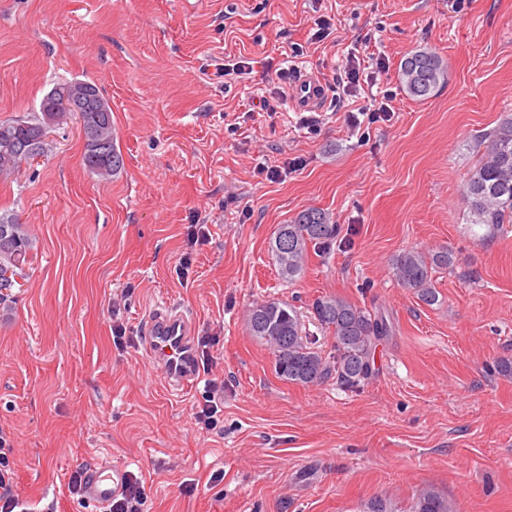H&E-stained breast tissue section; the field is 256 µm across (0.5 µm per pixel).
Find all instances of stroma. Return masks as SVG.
<instances>
[{"instance_id": "stroma-1", "label": "stroma", "mask_w": 512, "mask_h": 512, "mask_svg": "<svg viewBox=\"0 0 512 512\" xmlns=\"http://www.w3.org/2000/svg\"><path fill=\"white\" fill-rule=\"evenodd\" d=\"M419 50L448 70L424 100L400 78ZM372 55L388 72L341 94L348 58ZM238 62L250 74L225 78ZM284 67L323 82L316 125L275 79ZM76 77L110 103L124 169L86 170L73 120L0 181V214L35 239L0 324V430L30 512H93L67 480L106 456L146 476L147 512H367L376 498L409 512L423 486L459 512H512V379L495 371L512 361V224L473 240L462 198L479 135L512 115V0H0V120ZM385 94L391 120L349 125ZM308 208L341 234L286 282L270 241ZM194 224L210 235L191 248ZM438 247L456 262L434 272L428 305L391 263ZM326 295L394 324L360 390L281 380L244 319L283 301L312 330ZM165 303L213 339L221 428L194 419L205 379L169 391L138 347Z\"/></svg>"}]
</instances>
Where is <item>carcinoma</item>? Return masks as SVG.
Returning a JSON list of instances; mask_svg holds the SVG:
<instances>
[{
    "mask_svg": "<svg viewBox=\"0 0 512 512\" xmlns=\"http://www.w3.org/2000/svg\"><path fill=\"white\" fill-rule=\"evenodd\" d=\"M448 78L440 57L430 51L407 56L401 64V82L407 93L426 99ZM79 87L102 96L98 85L88 80H72L57 84L46 94L40 108L62 99V93ZM51 127L45 113L35 112L24 120L0 122V175L19 172L29 159L18 154L17 145L25 142L32 156L44 151L47 129ZM92 136L84 143L83 162L92 173L102 177L117 174L124 159L114 142L112 117L96 123ZM483 151L468 174L463 200L471 223L496 232L512 223V117L508 116L482 134ZM340 233V226L329 213L309 208L298 213L288 224L281 225L271 244L273 260L285 282L304 271L310 244L330 247ZM34 251V240L26 225L12 216L0 214V321L11 315L12 289L16 278H25ZM454 254L447 248L431 252L406 250L392 267L394 280L414 291L424 303L438 301L432 271L451 269ZM320 328L332 334L334 353L326 356L316 347V337L303 332L301 313L292 304L266 301L254 304L247 312V327L252 336L262 341L274 355V370L284 381L302 385L333 382L338 387L355 391L374 376V354L377 344L393 333V325L377 311L362 308L340 296H322L312 305ZM411 512H457L447 499L431 487L417 490Z\"/></svg>",
    "mask_w": 512,
    "mask_h": 512,
    "instance_id": "carcinoma-1",
    "label": "carcinoma"
}]
</instances>
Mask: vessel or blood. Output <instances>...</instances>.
<instances>
[{"label": "vessel or blood", "mask_w": 512, "mask_h": 512, "mask_svg": "<svg viewBox=\"0 0 512 512\" xmlns=\"http://www.w3.org/2000/svg\"><path fill=\"white\" fill-rule=\"evenodd\" d=\"M323 87L313 74L300 76L294 85L293 103L301 110L317 111L322 107ZM195 325L173 309L154 311L142 326L144 353L163 370L170 389L180 391L191 386L198 375L193 361ZM127 470L123 464L104 458L86 472L84 499L97 512H107L112 500L124 488Z\"/></svg>", "instance_id": "1"}]
</instances>
